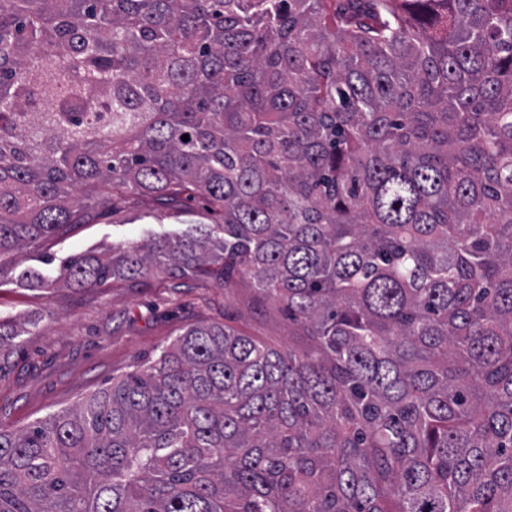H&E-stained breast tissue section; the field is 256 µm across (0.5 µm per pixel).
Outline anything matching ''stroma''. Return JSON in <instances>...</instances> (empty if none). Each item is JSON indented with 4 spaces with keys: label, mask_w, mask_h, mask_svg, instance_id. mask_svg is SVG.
<instances>
[{
    "label": "stroma",
    "mask_w": 512,
    "mask_h": 512,
    "mask_svg": "<svg viewBox=\"0 0 512 512\" xmlns=\"http://www.w3.org/2000/svg\"><path fill=\"white\" fill-rule=\"evenodd\" d=\"M207 221L204 204L184 201L176 215H163L137 195L91 224L19 254L23 267L147 241ZM234 327L265 343L304 345L292 333L287 312L260 301L249 279L232 286L194 278L178 287L130 288L107 284L76 289L0 283V322L20 331L0 361V427L18 429L48 413L69 408L111 385L137 364L156 358L187 327L199 321Z\"/></svg>",
    "instance_id": "35a3bbf8"
}]
</instances>
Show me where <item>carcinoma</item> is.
Masks as SVG:
<instances>
[{"label": "carcinoma", "instance_id": "cac0c4a2", "mask_svg": "<svg viewBox=\"0 0 512 512\" xmlns=\"http://www.w3.org/2000/svg\"><path fill=\"white\" fill-rule=\"evenodd\" d=\"M129 193L214 223L17 280L307 346L186 328L0 429V512H512V0H0V280Z\"/></svg>", "mask_w": 512, "mask_h": 512}]
</instances>
